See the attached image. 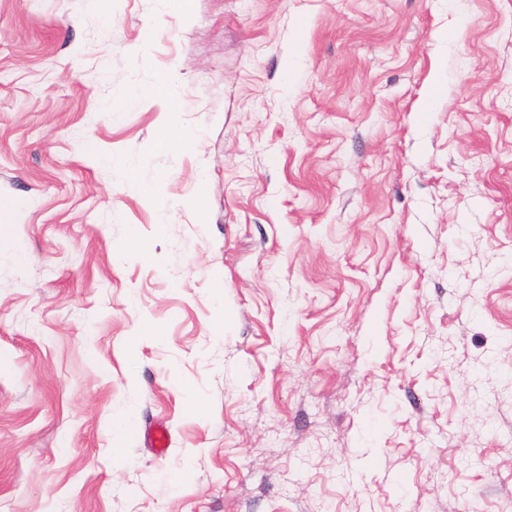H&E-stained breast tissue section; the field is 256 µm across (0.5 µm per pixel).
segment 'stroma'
I'll return each mask as SVG.
<instances>
[{
  "mask_svg": "<svg viewBox=\"0 0 512 512\" xmlns=\"http://www.w3.org/2000/svg\"><path fill=\"white\" fill-rule=\"evenodd\" d=\"M1 200L0 512H512V0H0Z\"/></svg>",
  "mask_w": 512,
  "mask_h": 512,
  "instance_id": "stroma-1",
  "label": "stroma"
}]
</instances>
